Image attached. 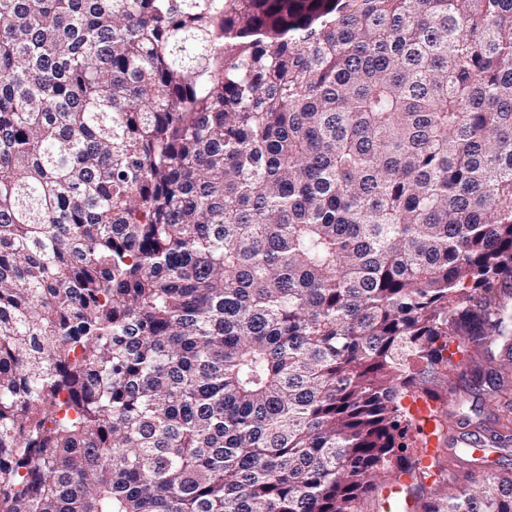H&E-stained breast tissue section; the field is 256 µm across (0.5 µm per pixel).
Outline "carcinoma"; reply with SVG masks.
<instances>
[{
  "label": "carcinoma",
  "instance_id": "cac0c4a2",
  "mask_svg": "<svg viewBox=\"0 0 512 512\" xmlns=\"http://www.w3.org/2000/svg\"><path fill=\"white\" fill-rule=\"evenodd\" d=\"M503 295L512 0H0V512H362Z\"/></svg>",
  "mask_w": 512,
  "mask_h": 512
}]
</instances>
